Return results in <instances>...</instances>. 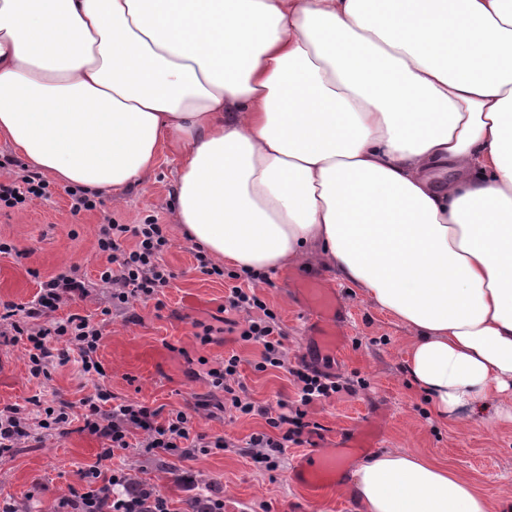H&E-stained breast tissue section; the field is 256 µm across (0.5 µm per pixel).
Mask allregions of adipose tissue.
Segmentation results:
<instances>
[{
	"label": "adipose tissue",
	"mask_w": 512,
	"mask_h": 512,
	"mask_svg": "<svg viewBox=\"0 0 512 512\" xmlns=\"http://www.w3.org/2000/svg\"><path fill=\"white\" fill-rule=\"evenodd\" d=\"M0 139L87 189L180 159L172 209L212 259L315 256L413 331L443 419L512 422V0H0ZM364 512H493L407 450Z\"/></svg>",
	"instance_id": "ef3b65f1"
}]
</instances>
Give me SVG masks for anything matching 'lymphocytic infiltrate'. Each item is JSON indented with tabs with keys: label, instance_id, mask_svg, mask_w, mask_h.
<instances>
[{
	"label": "lymphocytic infiltrate",
	"instance_id": "obj_1",
	"mask_svg": "<svg viewBox=\"0 0 512 512\" xmlns=\"http://www.w3.org/2000/svg\"><path fill=\"white\" fill-rule=\"evenodd\" d=\"M48 193V184L36 172L0 182V210L47 197ZM129 239L134 242L130 248L125 245ZM97 246L107 256L99 281L110 288L113 306L121 307L134 299H157L174 277L163 261L171 246L165 225L110 222L100 226ZM86 291L83 280L61 273L41 283L33 302H0V343H24L32 378L50 377L53 370L73 363L82 375L97 381L94 393L75 403L63 400L52 406L36 394L25 404L0 406V463L13 458L22 442L38 439L40 431L65 434L78 420L83 431L104 439L106 446L94 462L77 470V486L72 487L69 499L54 505L53 512H170L168 500L153 486L133 482L123 470L113 468L116 453L136 446L153 455L182 457L221 451L228 443L196 431L191 415L184 410L166 412L141 401L115 400L100 369L97 352L102 331L98 323L88 315L57 314L61 305L83 297ZM224 310L223 328L202 325L197 334L200 343L209 344L222 330L256 345L260 355L253 363L254 371L287 369L296 397L278 400L273 406L251 399L241 379V358L233 353L207 372L211 390L223 392V399H199L195 406L263 418L267 431L252 435L247 445L256 463L274 471L288 448L302 446L318 434V423L307 419L308 406L332 398L343 386L307 365L288 367L280 320L254 287L231 286ZM239 312L244 313V320H236Z\"/></svg>",
	"mask_w": 512,
	"mask_h": 512
}]
</instances>
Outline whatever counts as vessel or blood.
<instances>
[{
  "label": "vessel or blood",
  "instance_id": "1",
  "mask_svg": "<svg viewBox=\"0 0 512 512\" xmlns=\"http://www.w3.org/2000/svg\"><path fill=\"white\" fill-rule=\"evenodd\" d=\"M288 285L304 311L307 333L315 340L316 355L323 357L341 348L347 310L338 290L320 280L293 277L289 278ZM381 438V431L367 424L350 429L331 445L307 448L291 468L288 478L312 499L335 491L353 457L378 444Z\"/></svg>",
  "mask_w": 512,
  "mask_h": 512
}]
</instances>
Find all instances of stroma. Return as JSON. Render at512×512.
Returning <instances> with one entry per match:
<instances>
[{"label":"stroma","instance_id":"1","mask_svg":"<svg viewBox=\"0 0 512 512\" xmlns=\"http://www.w3.org/2000/svg\"><path fill=\"white\" fill-rule=\"evenodd\" d=\"M177 168L175 156H162L144 183L125 191L101 192L100 205L91 211L72 213L64 184L53 179L48 199L0 212V238L23 252L18 259L0 257V300L27 302L40 282L76 272L85 280L88 294L72 309L99 323L105 383L121 399L169 409L194 404L209 391L208 369L230 352L244 362L242 375L253 399L273 403L294 397L295 388L285 371H252L258 347L228 334L207 345L196 338L195 322L214 325L223 318L228 283L194 268L196 245L176 223L171 207ZM145 220L166 225L171 247L164 260L176 278L161 303L134 301L125 308H111L107 290L98 283V272L107 263L97 248L99 227L110 221ZM289 269L301 278L335 283L348 309L346 345L336 358L326 361L325 372L353 381L356 392H341L310 406L308 418L321 425L322 443L332 444L337 432L373 421L385 429L378 450H409L429 457L471 481L496 512H512V424L437 419L403 371L411 329L314 259L300 260ZM281 275L278 269L269 272L267 282L257 283L256 292L280 319L288 359L295 364L303 360L309 338ZM24 353L20 344L0 346V404H21L37 393L70 401L92 393V382L72 365L52 372L46 380L31 378ZM194 426L225 437L230 448L198 452L186 459L131 448L116 455L112 465L130 479L155 487L173 512H188L194 493L212 491L223 495L224 512H355L344 492L313 502L289 483L288 472L300 449H287L280 467L272 472L250 459L244 444L252 434L266 431L264 419L230 413L212 417L202 410L195 414ZM103 446L102 439L76 431L25 444L11 461L0 465V498H11L21 512H52L55 502L69 495L78 467L92 463ZM184 469L194 475L195 491H188L180 481Z\"/></svg>","mask_w":512,"mask_h":512}]
</instances>
